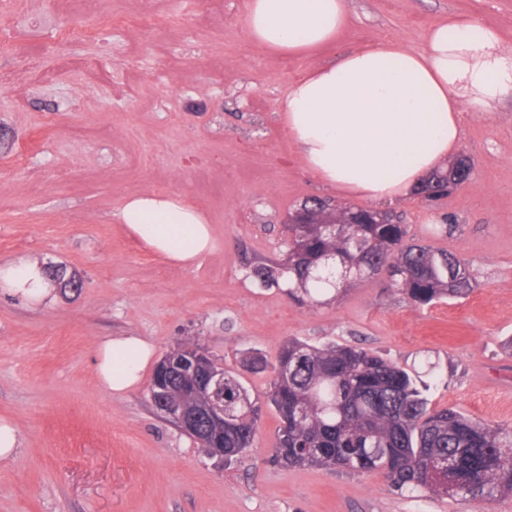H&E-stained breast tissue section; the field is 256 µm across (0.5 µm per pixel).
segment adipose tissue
Instances as JSON below:
<instances>
[{
    "label": "adipose tissue",
    "instance_id": "ef3b65f1",
    "mask_svg": "<svg viewBox=\"0 0 512 512\" xmlns=\"http://www.w3.org/2000/svg\"><path fill=\"white\" fill-rule=\"evenodd\" d=\"M345 0H249L242 25L269 50L309 54L335 43L347 26ZM512 96V46L497 28L455 17L432 25L425 47L391 41L316 64L279 102L285 130L305 166L325 187L375 203L418 193L457 153L465 120L489 116ZM119 223L167 261L195 265L212 251L205 216L179 194L128 198ZM0 292L33 306L55 303L44 266L0 264ZM154 351L137 336L104 339L96 374L111 392L136 387Z\"/></svg>",
    "mask_w": 512,
    "mask_h": 512
}]
</instances>
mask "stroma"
I'll return each instance as SVG.
<instances>
[{
    "label": "stroma",
    "mask_w": 512,
    "mask_h": 512,
    "mask_svg": "<svg viewBox=\"0 0 512 512\" xmlns=\"http://www.w3.org/2000/svg\"><path fill=\"white\" fill-rule=\"evenodd\" d=\"M135 0H101L117 19L104 40L47 47L52 30H85L80 0H0L12 52L42 68L0 90V262L63 268L81 288L31 308L0 296V419L21 446L0 461V512H512V496L464 503L398 493L380 476L270 462L279 426L269 378L242 372L263 407L256 448L223 467L154 409L148 383L122 394L97 379L107 336H138L163 357L194 337L226 367L242 353L276 361L291 337L373 349L404 367L434 364L432 406L512 423V98L473 117L460 154L469 181L439 202L394 203L420 243L466 259L467 296L417 306L380 279L325 306L260 286L250 265L288 251L289 212L329 191L305 168L278 102L303 71L396 39L422 48L428 27L464 16L512 43V0H346L334 45L277 55L252 41L248 0H158L170 29L120 26ZM184 195L215 247L173 265L134 239L115 212L129 197Z\"/></svg>",
    "instance_id": "35a3bbf8"
}]
</instances>
